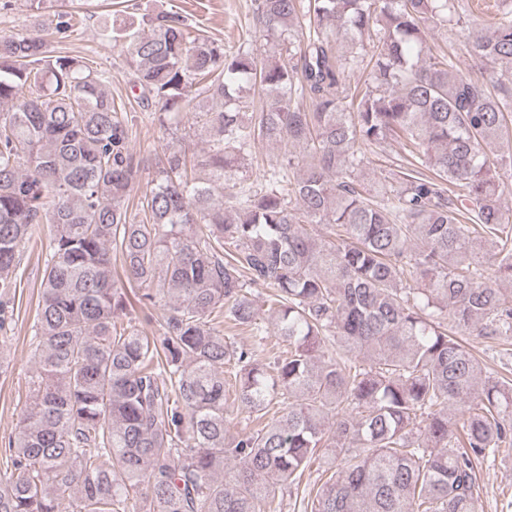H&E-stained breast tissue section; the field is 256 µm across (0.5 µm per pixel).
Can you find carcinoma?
Instances as JSON below:
<instances>
[{
    "label": "carcinoma",
    "mask_w": 512,
    "mask_h": 512,
    "mask_svg": "<svg viewBox=\"0 0 512 512\" xmlns=\"http://www.w3.org/2000/svg\"><path fill=\"white\" fill-rule=\"evenodd\" d=\"M257 11L273 55L228 54L178 13L100 29L171 135L133 213L109 71L0 36V294L51 226L0 512H267L319 457L331 475L303 512H480L512 376L508 352L494 376L458 334L512 340V18L466 42L475 77L425 38L464 29L467 0ZM73 32L57 13L51 35ZM389 140L406 157L362 186V147ZM259 143L299 151L233 181ZM130 289L163 305L159 335L118 324ZM225 322L287 351L260 363ZM226 372L248 430L231 429Z\"/></svg>",
    "instance_id": "cac0c4a2"
}]
</instances>
